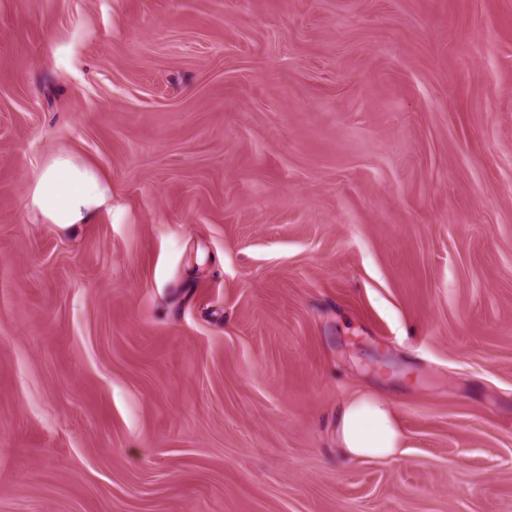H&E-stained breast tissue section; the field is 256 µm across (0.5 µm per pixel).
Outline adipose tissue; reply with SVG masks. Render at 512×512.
Wrapping results in <instances>:
<instances>
[{"mask_svg": "<svg viewBox=\"0 0 512 512\" xmlns=\"http://www.w3.org/2000/svg\"><path fill=\"white\" fill-rule=\"evenodd\" d=\"M107 190L92 175L59 161L39 177L33 203L52 223H87L103 207ZM336 446L349 459H390L400 455L405 435L393 404L358 393L336 409Z\"/></svg>", "mask_w": 512, "mask_h": 512, "instance_id": "1", "label": "adipose tissue"}]
</instances>
